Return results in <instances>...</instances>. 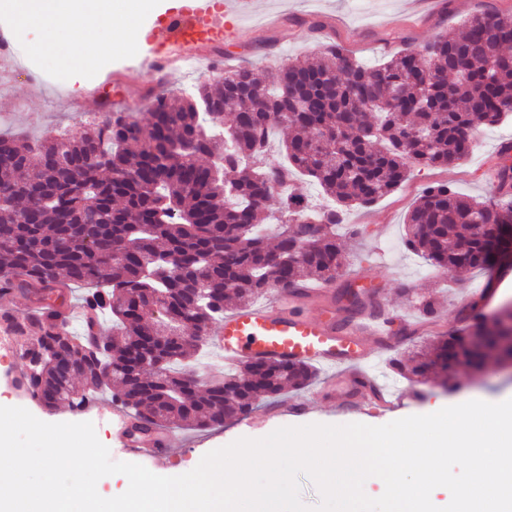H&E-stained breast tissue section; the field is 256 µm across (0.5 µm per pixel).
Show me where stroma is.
Masks as SVG:
<instances>
[{
  "mask_svg": "<svg viewBox=\"0 0 512 512\" xmlns=\"http://www.w3.org/2000/svg\"><path fill=\"white\" fill-rule=\"evenodd\" d=\"M486 12L512 13V0H254L252 8L241 17L234 39L224 43L223 58L193 60L159 79L145 72V50L132 53L123 47L114 48L96 76L86 79L83 71L61 68L41 39L19 32L15 39L20 48L33 52L44 69L63 73L65 80L60 84L32 83L24 61H17L13 79L0 83V129L36 136L91 121L97 113L112 110L144 121L148 118L147 94L159 83L170 96L181 97L197 85L218 81L225 68L247 64L262 69L303 60L329 42L359 62L374 64L402 46L423 45L438 34L460 29L467 18ZM475 139L476 145L465 159L445 168L414 170L391 195L370 208L351 210L348 223L365 227L366 232L356 238L345 234L338 238L343 260L334 281L335 290L355 287L394 319L387 336L369 342L370 374L397 390L419 387L418 398L368 416L357 409L353 388L324 392L329 372L322 368L317 380L302 392L290 391L283 396L287 402L300 395L308 397L307 414L273 416L274 402L262 398L251 415L224 427L206 431L176 427L180 450L167 465H151V472L178 475L194 467L211 450L240 438H262L280 427L312 423L380 426L423 414L426 404L433 402L446 407L474 397L493 401L512 396V367H501L493 360L478 373L459 368V389L455 392L444 391L436 375L402 378L392 371L394 360L426 352L437 333H452L466 325L470 305H478L489 316L512 300V262L496 263L489 272L458 275L436 269L404 246L405 217L423 187L446 182L468 197L490 195V176L499 161L500 147L512 143V120L480 129ZM429 294L439 298L438 326L433 332L421 330L417 310L420 297ZM30 310V302L22 295L0 296V406L26 408L48 423L92 422L112 460L130 461L119 428L112 422L115 405L109 394H101L85 411L73 413L64 408L46 410L18 389L25 362L20 342L7 330L4 317Z\"/></svg>",
  "mask_w": 512,
  "mask_h": 512,
  "instance_id": "35a3bbf8",
  "label": "stroma"
}]
</instances>
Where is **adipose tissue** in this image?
I'll use <instances>...</instances> for the list:
<instances>
[{
    "instance_id": "adipose-tissue-1",
    "label": "adipose tissue",
    "mask_w": 512,
    "mask_h": 512,
    "mask_svg": "<svg viewBox=\"0 0 512 512\" xmlns=\"http://www.w3.org/2000/svg\"><path fill=\"white\" fill-rule=\"evenodd\" d=\"M167 7V0H0V9L13 14L24 32H68L71 45L65 61L74 68L112 48L135 47L140 13Z\"/></svg>"
}]
</instances>
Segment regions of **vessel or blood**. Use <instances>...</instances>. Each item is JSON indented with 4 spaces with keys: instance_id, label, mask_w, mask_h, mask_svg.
<instances>
[{
    "instance_id": "obj_1",
    "label": "vessel or blood",
    "mask_w": 512,
    "mask_h": 512,
    "mask_svg": "<svg viewBox=\"0 0 512 512\" xmlns=\"http://www.w3.org/2000/svg\"><path fill=\"white\" fill-rule=\"evenodd\" d=\"M173 7L156 15L144 32L143 44L150 61L176 65L188 51L215 48L232 41L237 20L249 0H173ZM327 286L305 288L301 295L282 292L269 302L247 305L225 316L215 345L225 363L241 360H291L332 370L327 380L335 386V370L353 379L363 378L370 357L368 338L384 336L382 321L366 311L345 323H337ZM314 299L321 311L305 317L291 311L296 298ZM175 439L164 431L129 435L124 447L135 455L151 456L166 464L173 455Z\"/></svg>"
}]
</instances>
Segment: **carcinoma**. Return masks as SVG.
Here are the masks:
<instances>
[{"label":"carcinoma","instance_id":"obj_1","mask_svg":"<svg viewBox=\"0 0 512 512\" xmlns=\"http://www.w3.org/2000/svg\"><path fill=\"white\" fill-rule=\"evenodd\" d=\"M511 47L512 15L488 13L376 66L331 45L276 70L240 66L189 97L161 91L146 123L106 112L90 129L35 140L1 133L0 294L32 296L41 313L36 323L6 318L23 359H43L26 394L77 413L110 389L143 430L179 422L207 430L248 415L260 395L308 386L310 365L249 360L202 389L187 364L192 346L177 337L209 335L233 297L246 304L334 279L336 226L351 209L372 206L415 168L463 159L478 129L512 117ZM197 98L211 109H198ZM278 121L294 134L271 161ZM511 156L501 151L496 192L485 200L426 187L405 218L407 247L446 271L489 269L508 230L478 225L512 215ZM298 176L312 178L332 207L308 205L293 188ZM274 193L278 207L268 211ZM76 285L90 287L77 336L63 304ZM106 313L115 337L104 334ZM507 335L503 320L479 318L441 337L432 358L396 367L433 372L453 391L457 367L512 360Z\"/></svg>","mask_w":512,"mask_h":512}]
</instances>
